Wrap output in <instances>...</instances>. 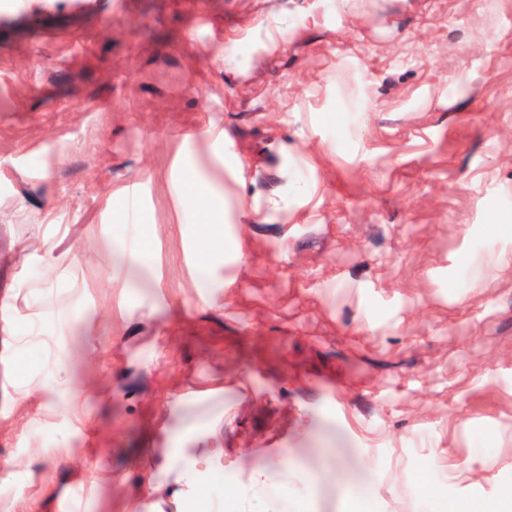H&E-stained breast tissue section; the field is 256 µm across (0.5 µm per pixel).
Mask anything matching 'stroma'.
Returning a JSON list of instances; mask_svg holds the SVG:
<instances>
[{
	"mask_svg": "<svg viewBox=\"0 0 512 512\" xmlns=\"http://www.w3.org/2000/svg\"><path fill=\"white\" fill-rule=\"evenodd\" d=\"M219 417L203 512L277 459L279 512L512 491V0L0 23V512H157Z\"/></svg>",
	"mask_w": 512,
	"mask_h": 512,
	"instance_id": "obj_1",
	"label": "stroma"
}]
</instances>
